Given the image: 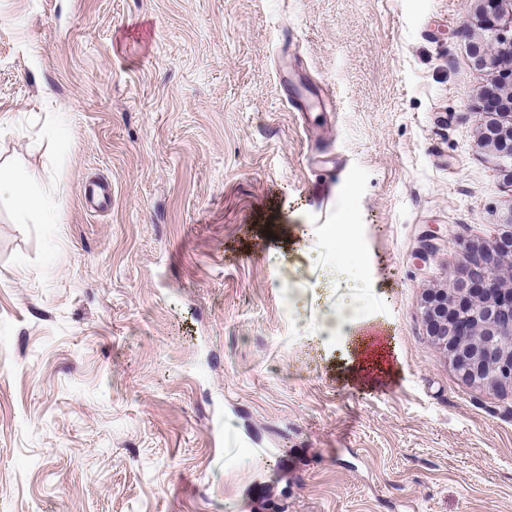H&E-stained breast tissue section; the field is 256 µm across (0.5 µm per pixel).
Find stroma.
Masks as SVG:
<instances>
[{"mask_svg": "<svg viewBox=\"0 0 512 512\" xmlns=\"http://www.w3.org/2000/svg\"><path fill=\"white\" fill-rule=\"evenodd\" d=\"M476 8L0 0V164L44 199L0 202V512H512V393L420 307L512 207ZM338 315L391 372L345 377ZM484 146L491 149L510 167L512 173V125L491 122L485 125L480 134Z\"/></svg>", "mask_w": 512, "mask_h": 512, "instance_id": "obj_1", "label": "stroma"}]
</instances>
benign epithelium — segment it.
Listing matches in <instances>:
<instances>
[{
	"instance_id": "obj_1",
	"label": "benign epithelium",
	"mask_w": 512,
	"mask_h": 512,
	"mask_svg": "<svg viewBox=\"0 0 512 512\" xmlns=\"http://www.w3.org/2000/svg\"><path fill=\"white\" fill-rule=\"evenodd\" d=\"M486 48L475 55L481 68H498L512 49V12L505 0H478ZM504 96L484 91L481 106L498 113ZM484 146L512 165V125L491 122L480 134ZM463 261L447 288L430 289L421 300L429 336L466 382L491 390L512 389V233L492 244H459Z\"/></svg>"
}]
</instances>
